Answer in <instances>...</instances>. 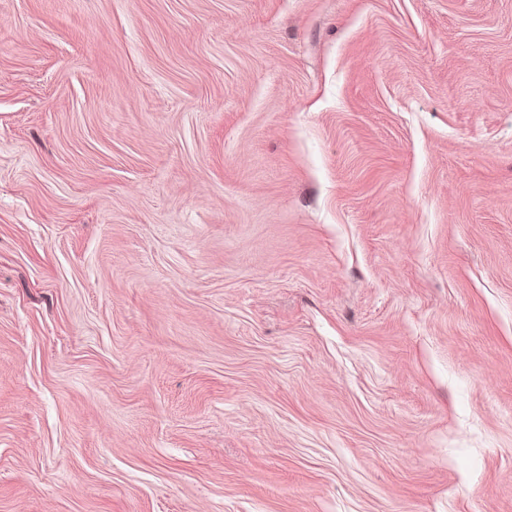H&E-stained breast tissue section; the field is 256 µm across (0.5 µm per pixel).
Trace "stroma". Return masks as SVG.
Masks as SVG:
<instances>
[{
	"label": "stroma",
	"mask_w": 512,
	"mask_h": 512,
	"mask_svg": "<svg viewBox=\"0 0 512 512\" xmlns=\"http://www.w3.org/2000/svg\"><path fill=\"white\" fill-rule=\"evenodd\" d=\"M0 512H512V0H0Z\"/></svg>",
	"instance_id": "stroma-1"
}]
</instances>
